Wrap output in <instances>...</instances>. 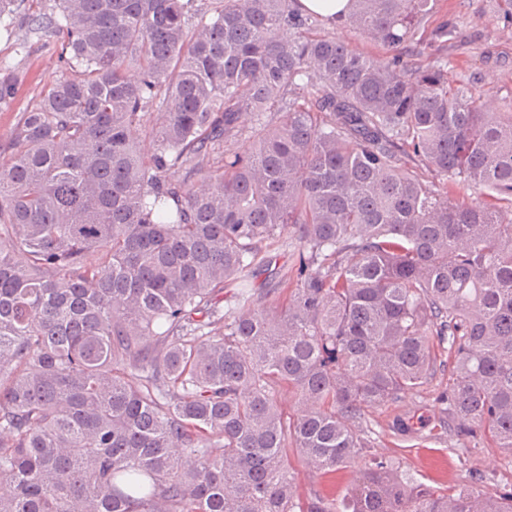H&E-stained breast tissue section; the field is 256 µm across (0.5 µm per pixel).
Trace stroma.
<instances>
[{"mask_svg":"<svg viewBox=\"0 0 512 512\" xmlns=\"http://www.w3.org/2000/svg\"><path fill=\"white\" fill-rule=\"evenodd\" d=\"M30 6L31 0H18L13 14L0 17V68L15 69L20 77L12 99L0 104V143L9 140L21 113L36 104L47 80L65 73L58 62L57 36L49 30L30 29ZM511 10L506 0H439L436 21H456L458 33L444 49L433 45L425 48L426 53L439 52L447 57L450 81L483 78L491 91V102L499 108L512 102V26L505 22ZM447 382V377L437 376L418 395L373 414L369 429L377 442V453L395 459L400 471L438 490L463 482L472 473L482 475L485 491L512 490V457L500 449L453 433L423 441L391 435L389 426L399 414L430 424L438 413L435 394ZM291 461L302 496L321 494L340 499L352 487V469H340L323 478L299 454H292Z\"/></svg>","mask_w":512,"mask_h":512,"instance_id":"obj_1","label":"stroma"}]
</instances>
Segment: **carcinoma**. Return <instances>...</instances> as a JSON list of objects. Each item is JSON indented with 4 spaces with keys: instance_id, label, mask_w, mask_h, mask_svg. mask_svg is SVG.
I'll return each mask as SVG.
<instances>
[{
    "instance_id": "1",
    "label": "carcinoma",
    "mask_w": 512,
    "mask_h": 512,
    "mask_svg": "<svg viewBox=\"0 0 512 512\" xmlns=\"http://www.w3.org/2000/svg\"><path fill=\"white\" fill-rule=\"evenodd\" d=\"M57 2L28 23L70 74L0 144V512H512L366 426L448 372L454 432L512 455V112L416 49L436 0H350L383 56L298 0ZM290 448L359 479L304 500ZM325 28L328 31H331L335 34L337 38H340L341 40H344L345 42L349 43V45L360 51L365 53H372L376 54L379 52V49L374 46L372 43L367 41L366 39H363L359 36V34L353 30L351 27L343 26V25H329L325 24Z\"/></svg>"
}]
</instances>
